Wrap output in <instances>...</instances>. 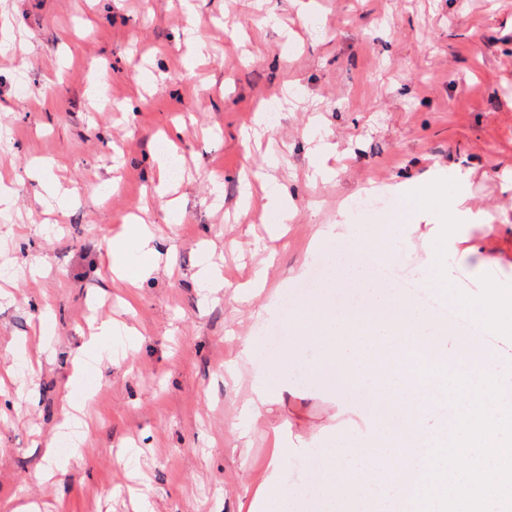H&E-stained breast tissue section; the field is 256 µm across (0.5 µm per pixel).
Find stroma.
<instances>
[{
  "instance_id": "obj_1",
  "label": "stroma",
  "mask_w": 512,
  "mask_h": 512,
  "mask_svg": "<svg viewBox=\"0 0 512 512\" xmlns=\"http://www.w3.org/2000/svg\"><path fill=\"white\" fill-rule=\"evenodd\" d=\"M195 2L189 21L174 0H0L15 42L0 53V172L13 195L0 217V264L20 268L0 297V512L24 500L40 512H132L141 471L156 512H235L273 447L260 426L246 456L233 451L225 415L242 393L223 374L237 335L253 336L252 367L261 372L271 360L265 337L294 336L288 319L305 300L325 293L342 308L367 296L338 281L344 240L308 251L314 227L346 224L356 238L387 224L399 251L392 280L402 284L420 266L432 226H458L498 264L478 277L453 267V280L478 293L512 278V0ZM186 28L206 43L204 63L176 47ZM103 61L113 99L91 112ZM273 101L279 111L254 128L257 105ZM177 127L184 214L168 224L154 213L157 248L174 255V268L134 292L114 287L102 264L109 241L144 197L159 132ZM313 137L336 145L332 179H307ZM271 146L279 163L269 174L295 195L283 243L237 210L243 172L261 166ZM44 159L72 182L58 208L39 202L43 182L32 169ZM116 173L115 195L105 187ZM434 179L467 194L470 214L432 200L418 222L388 223L397 209L388 186L417 190ZM487 213L498 231L486 230ZM272 248L278 316L257 319L232 287L251 279ZM206 249L233 282L216 301L193 278ZM293 267L300 279L282 286ZM46 316L53 341L43 353ZM107 317L133 326L139 348L117 366L89 364L69 384L84 332ZM21 343L40 366L16 363ZM30 390L34 408L23 404ZM86 399L81 456L59 450L70 465L47 487L34 446L57 436L65 402ZM312 424L320 434L297 452ZM356 431L328 401H307L288 435L286 475L319 499L310 461Z\"/></svg>"
}]
</instances>
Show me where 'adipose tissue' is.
<instances>
[{"mask_svg":"<svg viewBox=\"0 0 512 512\" xmlns=\"http://www.w3.org/2000/svg\"><path fill=\"white\" fill-rule=\"evenodd\" d=\"M456 248L447 242L424 250L423 267L414 281L421 287L446 294L449 263L464 264L478 258L481 266L497 265L498 259L483 254L481 245L460 235ZM109 258L119 278L137 285L158 270V253L153 234L141 224H131L113 238ZM469 307L478 311L503 335L512 334V282L499 280L481 295L459 288ZM303 323L320 328L317 340L323 350L318 390L330 395L349 389L365 394L357 405L339 402V414L356 415L361 432L341 440L327 451L325 471L331 476L324 496L335 512H412L409 504L415 479L422 476L421 458L425 440L435 436L446 440L453 423L439 408L445 394L438 378L420 385L414 374L415 354L427 361L447 363L467 372L474 368L486 373H505V362L497 353L448 333L447 322L419 311L410 298L394 290L384 295L373 310L352 304L340 311L330 309L327 296L320 295L302 308ZM308 339L300 334L291 339L278 356L275 388L252 385L241 406L252 423H267L273 412L298 415L308 395L291 387L286 379L288 364L298 346ZM276 450L268 473L255 487L250 499H238L237 512H276L288 502L302 498L300 489L288 487L281 477L284 436L274 431Z\"/></svg>","mask_w":512,"mask_h":512,"instance_id":"obj_1","label":"adipose tissue"}]
</instances>
